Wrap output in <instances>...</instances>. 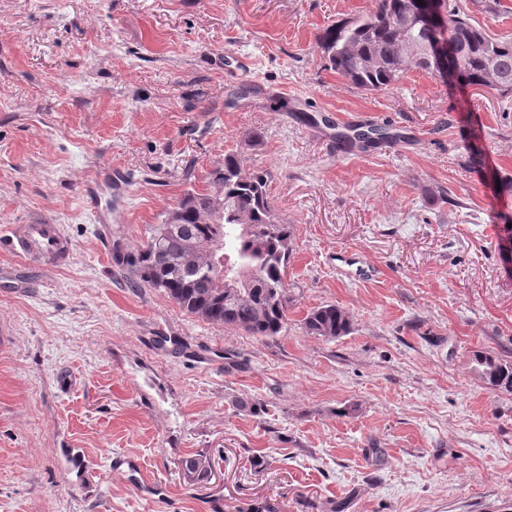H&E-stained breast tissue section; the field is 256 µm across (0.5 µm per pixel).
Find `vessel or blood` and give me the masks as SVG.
<instances>
[{"instance_id": "1", "label": "vessel or blood", "mask_w": 512, "mask_h": 512, "mask_svg": "<svg viewBox=\"0 0 512 512\" xmlns=\"http://www.w3.org/2000/svg\"><path fill=\"white\" fill-rule=\"evenodd\" d=\"M0 248L22 258L42 260L45 268L65 266L72 245L57 224H12L0 234Z\"/></svg>"}]
</instances>
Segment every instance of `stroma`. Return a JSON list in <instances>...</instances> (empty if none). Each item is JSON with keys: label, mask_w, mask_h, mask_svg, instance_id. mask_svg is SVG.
<instances>
[{"label": "stroma", "mask_w": 512, "mask_h": 512, "mask_svg": "<svg viewBox=\"0 0 512 512\" xmlns=\"http://www.w3.org/2000/svg\"><path fill=\"white\" fill-rule=\"evenodd\" d=\"M461 2L512 35V0ZM373 5L0 0V229L73 246L21 289L0 252V512H512V393L471 361H512V192L492 181L512 179V94L416 70L351 86L320 36ZM364 112L401 140L337 151ZM229 152L270 173L291 230L273 338L130 287L112 257ZM325 304L349 335L306 332ZM194 455L208 480L185 477ZM472 363L477 376L488 388L512 392V361L488 350L476 351Z\"/></svg>", "instance_id": "stroma-1"}]
</instances>
